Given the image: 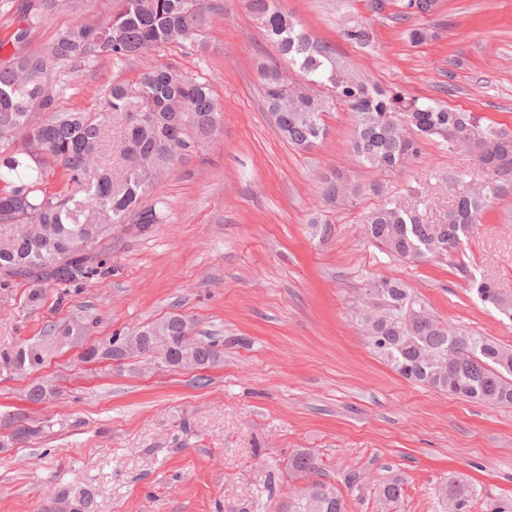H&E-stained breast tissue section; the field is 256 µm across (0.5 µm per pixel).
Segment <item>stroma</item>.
I'll list each match as a JSON object with an SVG mask.
<instances>
[{
	"label": "stroma",
	"instance_id": "1",
	"mask_svg": "<svg viewBox=\"0 0 512 512\" xmlns=\"http://www.w3.org/2000/svg\"><path fill=\"white\" fill-rule=\"evenodd\" d=\"M195 45L168 44L129 62L52 66L62 109L97 110L104 90L134 83L148 67L171 65L208 82L224 126L164 172L156 195L162 223L142 235L112 227V271L58 298L28 301L30 283L0 289V352L49 340L79 317L97 326L49 351L37 371L0 368V512H52L62 491L85 489L97 512H276L305 480L288 468L305 449L348 512H378L367 486L403 482V512H441L434 494L448 474L475 487L470 512H512V407L455 399L401 377L373 355L353 313L366 283L409 285L451 325L512 345V322L483 304L469 277L512 294V191L496 198L474 234L450 256L403 262L370 243L362 224L379 200L364 194L326 204L321 181L334 170L367 186L381 178L359 165L348 140L354 114L328 112L329 134L308 151L276 130L258 75L274 56L245 0H214ZM280 0L337 64L385 90L461 109L482 126L512 132V0H438L428 14L403 0ZM124 0H64L32 27L24 52L44 54L80 19L101 22ZM361 26L366 43L344 31ZM429 38L413 42L412 30ZM390 195L416 187L418 215L441 223L457 196L478 182L463 147L435 137ZM326 214L324 238L309 224ZM172 312L193 318L218 343L206 369L169 368L150 357L86 363L96 341L124 335ZM48 382L42 402L29 391ZM30 435L15 437L19 427Z\"/></svg>",
	"mask_w": 512,
	"mask_h": 512
}]
</instances>
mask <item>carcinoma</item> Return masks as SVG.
I'll list each match as a JSON object with an SVG mask.
<instances>
[{"instance_id": "cac0c4a2", "label": "carcinoma", "mask_w": 512, "mask_h": 512, "mask_svg": "<svg viewBox=\"0 0 512 512\" xmlns=\"http://www.w3.org/2000/svg\"><path fill=\"white\" fill-rule=\"evenodd\" d=\"M60 0L23 15L14 34V50L0 43V288L24 279L37 284L28 299L39 302L42 286L66 291L108 269L103 241L112 225L128 224L139 232L163 219L156 207H142L143 197L157 188L158 177L171 165L197 152L201 142L220 131L224 113L209 84L189 78L167 64L142 73L134 84L114 83L101 109H58L47 75L48 64L97 62L103 58L126 62L170 43L193 44L205 22L202 0H125L123 10L105 24L79 21L62 31L48 51L38 57L21 52L28 32ZM278 0H248L262 37L276 47L288 65L311 85L330 87L336 101L355 114L352 151L359 162L390 175L418 158L424 139L440 136L456 145L451 131L462 129L489 152L484 170L494 178L470 195L460 196L440 224H425L415 206L387 196L377 182L371 191L384 203L364 216L367 237L393 257L420 262L458 251L493 199L512 185V135L484 128L464 111L425 105L358 79L336 66L332 48L311 36L277 6ZM258 64L270 112L290 143L308 150L327 133L324 114L330 97L312 94ZM46 118L30 125L32 108ZM124 118L122 152L128 165L121 176L96 159L112 115ZM58 176L64 188L54 192L45 184ZM338 188L334 199L353 198L361 188L343 171L332 173ZM480 300L512 321V296L490 280H478L460 268ZM355 317L372 352L405 379L457 398L489 406H512V347L473 332L452 327L436 317L413 289L389 278L372 281L357 299ZM97 324L84 317L60 331L57 343L90 331ZM193 321L181 313L139 327L127 334L145 339V351L171 357L200 346L218 358L216 343L192 336ZM46 345L26 343L0 353L5 369L23 371L44 362ZM288 466L311 477L319 473L314 454L300 452ZM446 512H468L469 487L454 475L435 488ZM380 512H400L403 486L389 478L374 487ZM67 512H94L87 492L63 493ZM280 512H347L340 494L328 500L313 488L283 503Z\"/></svg>"}]
</instances>
